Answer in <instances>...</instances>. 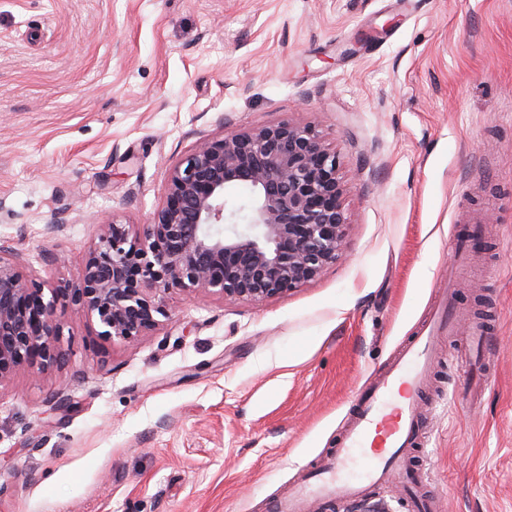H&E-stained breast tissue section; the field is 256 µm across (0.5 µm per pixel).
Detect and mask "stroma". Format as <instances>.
Returning <instances> with one entry per match:
<instances>
[{"mask_svg":"<svg viewBox=\"0 0 512 512\" xmlns=\"http://www.w3.org/2000/svg\"><path fill=\"white\" fill-rule=\"evenodd\" d=\"M278 121L339 158L344 257L262 302L171 291L132 346L70 319L61 370L0 385V512H271L474 224L408 459L439 512H512V0H0V240L28 272L76 281L197 142ZM372 507L410 512L395 486L331 512Z\"/></svg>","mask_w":512,"mask_h":512,"instance_id":"stroma-1","label":"stroma"}]
</instances>
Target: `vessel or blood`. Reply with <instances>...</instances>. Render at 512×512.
Returning <instances> with one entry per match:
<instances>
[{
  "mask_svg": "<svg viewBox=\"0 0 512 512\" xmlns=\"http://www.w3.org/2000/svg\"><path fill=\"white\" fill-rule=\"evenodd\" d=\"M452 288L439 289L428 318L417 336L402 348L395 361L357 396L336 451L322 464L313 484H304L280 501L275 512H307L310 501L328 506L336 494L360 495L367 487L400 484L415 488V476L405 464V450L418 438L416 398L428 374L429 356L440 330L456 331ZM357 463L359 480L340 475Z\"/></svg>",
  "mask_w": 512,
  "mask_h": 512,
  "instance_id": "obj_1",
  "label": "vessel or blood"
}]
</instances>
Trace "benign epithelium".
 Segmentation results:
<instances>
[{
	"label": "benign epithelium",
	"instance_id": "benign-epithelium-1",
	"mask_svg": "<svg viewBox=\"0 0 512 512\" xmlns=\"http://www.w3.org/2000/svg\"><path fill=\"white\" fill-rule=\"evenodd\" d=\"M339 169L309 126L281 121L202 140L169 171L144 235L102 225L66 290L24 273L23 254L0 242V384L25 368L61 367L70 315L96 323L105 341L133 345L159 326L172 290L260 302L315 279L344 251ZM233 181L252 196L228 212Z\"/></svg>",
	"mask_w": 512,
	"mask_h": 512
}]
</instances>
